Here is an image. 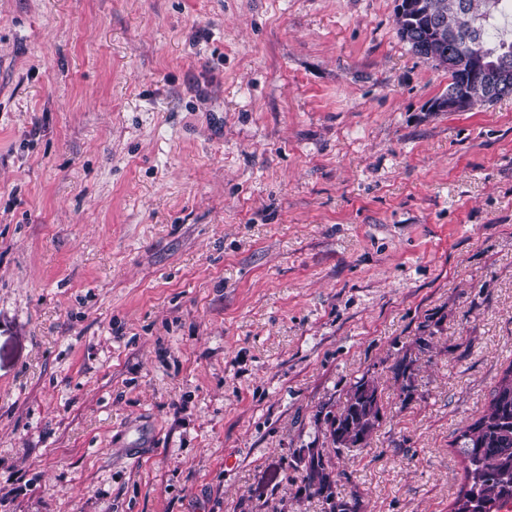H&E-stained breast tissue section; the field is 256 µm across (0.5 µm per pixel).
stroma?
Wrapping results in <instances>:
<instances>
[{
    "instance_id": "1",
    "label": "stroma",
    "mask_w": 512,
    "mask_h": 512,
    "mask_svg": "<svg viewBox=\"0 0 512 512\" xmlns=\"http://www.w3.org/2000/svg\"><path fill=\"white\" fill-rule=\"evenodd\" d=\"M394 7L0 0V512H324L364 375L340 498L450 512L512 363V96L428 111ZM381 420V406L377 385L363 376L351 387L342 408L332 417L327 416L331 448H320L305 465V488L328 505L325 512H356L353 505L336 499V473L330 464L331 451L338 454L342 448H361L367 445ZM327 458V459H326Z\"/></svg>"
}]
</instances>
